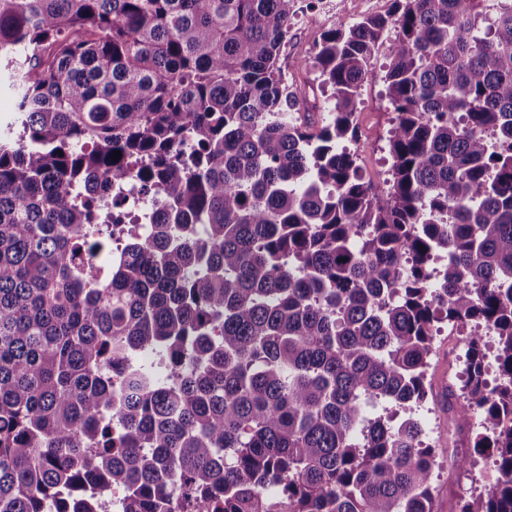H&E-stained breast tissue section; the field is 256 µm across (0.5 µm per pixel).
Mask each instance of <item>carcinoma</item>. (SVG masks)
Wrapping results in <instances>:
<instances>
[{
    "mask_svg": "<svg viewBox=\"0 0 512 512\" xmlns=\"http://www.w3.org/2000/svg\"><path fill=\"white\" fill-rule=\"evenodd\" d=\"M295 2L0 0V512H437L420 420L363 403L429 402L439 322L495 465L454 512H512V0L324 30L320 119ZM390 28L384 189L340 143ZM16 112V100L12 90L8 87L7 74L2 73L0 85V125L3 129Z\"/></svg>",
    "mask_w": 512,
    "mask_h": 512,
    "instance_id": "1",
    "label": "carcinoma"
}]
</instances>
